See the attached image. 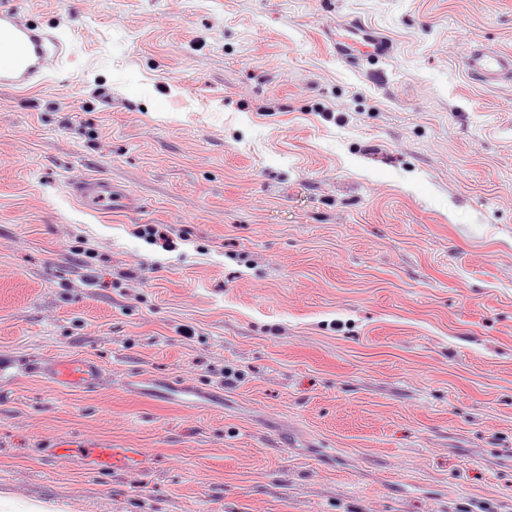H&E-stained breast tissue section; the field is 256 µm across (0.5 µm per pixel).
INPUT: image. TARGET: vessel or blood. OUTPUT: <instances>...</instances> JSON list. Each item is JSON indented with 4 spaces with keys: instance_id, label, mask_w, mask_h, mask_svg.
<instances>
[{
    "instance_id": "b4317fda",
    "label": "vessel or blood",
    "mask_w": 512,
    "mask_h": 512,
    "mask_svg": "<svg viewBox=\"0 0 512 512\" xmlns=\"http://www.w3.org/2000/svg\"><path fill=\"white\" fill-rule=\"evenodd\" d=\"M337 58L365 52L380 60L390 56L392 43L387 36L364 20L346 18L334 45ZM63 42L52 32L22 22L14 10L0 7V86L22 88L44 73L50 59L59 57ZM468 75L487 86L497 85L512 76V52L485 45H474L463 62ZM78 202L87 210L109 214L113 210H133L135 201L105 177H91L74 186ZM47 373L57 382L72 388L91 389L102 381L99 365L89 359L52 362ZM93 465L104 473L130 472L142 464L137 448H86Z\"/></svg>"
}]
</instances>
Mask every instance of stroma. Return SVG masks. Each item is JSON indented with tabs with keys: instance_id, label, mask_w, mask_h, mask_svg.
I'll return each instance as SVG.
<instances>
[{
	"instance_id": "1",
	"label": "stroma",
	"mask_w": 512,
	"mask_h": 512,
	"mask_svg": "<svg viewBox=\"0 0 512 512\" xmlns=\"http://www.w3.org/2000/svg\"><path fill=\"white\" fill-rule=\"evenodd\" d=\"M4 2L66 47L0 87V512H512V0ZM337 59L354 55L363 51L373 59H386L392 52V43L387 36L372 27L364 20L348 17L342 26V31L336 33L334 45ZM463 67L485 86H495L512 75V52L477 44L467 52ZM78 202L87 210L98 214H112L113 210H133L135 201L123 189L105 177H91L74 185ZM139 226L138 234L147 238L153 244H159L162 248H168L175 232L171 224H148L144 228ZM45 369L54 380L72 388L91 389L102 381L99 365L90 359L52 362ZM74 448H80L92 461L93 465L103 473L136 471L142 464V453L139 448H91L83 442L68 438L58 439L50 452L65 456Z\"/></svg>"
}]
</instances>
